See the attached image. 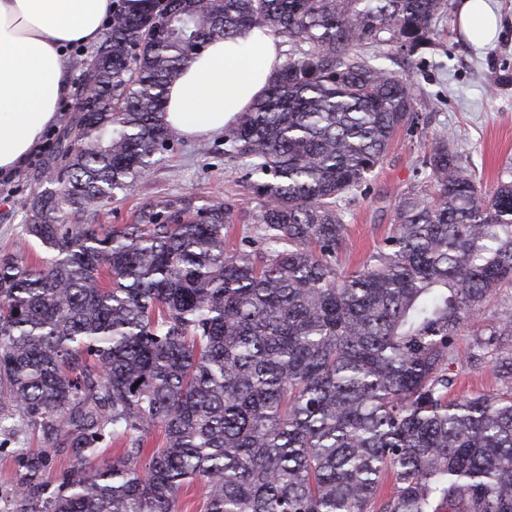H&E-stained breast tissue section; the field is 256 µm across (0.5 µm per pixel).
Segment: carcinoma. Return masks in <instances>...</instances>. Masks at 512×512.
Segmentation results:
<instances>
[{
	"instance_id": "obj_1",
	"label": "carcinoma",
	"mask_w": 512,
	"mask_h": 512,
	"mask_svg": "<svg viewBox=\"0 0 512 512\" xmlns=\"http://www.w3.org/2000/svg\"><path fill=\"white\" fill-rule=\"evenodd\" d=\"M447 6L118 0L83 70L98 111L62 130L20 201L48 257H0V406L78 462L49 488V454L17 449L19 498L37 504L19 512H177L194 480L202 512H512V386L452 396L455 337L512 288V166L483 190L448 130H426L410 78L367 53H416ZM253 27L290 43L224 130L255 234L230 245L235 201L192 194L112 231L70 221L174 140L167 90L193 48ZM401 130L430 140L424 180L342 272L347 206ZM492 345L512 383V314L470 360Z\"/></svg>"
}]
</instances>
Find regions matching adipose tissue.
<instances>
[{"instance_id":"1","label":"adipose tissue","mask_w":512,"mask_h":512,"mask_svg":"<svg viewBox=\"0 0 512 512\" xmlns=\"http://www.w3.org/2000/svg\"><path fill=\"white\" fill-rule=\"evenodd\" d=\"M116 0H0V177L21 169L61 118L72 47H95ZM497 16L488 0H458L457 31L490 41ZM283 63L278 39L252 28L213 40L169 86L165 121L179 136L223 134L266 91Z\"/></svg>"}]
</instances>
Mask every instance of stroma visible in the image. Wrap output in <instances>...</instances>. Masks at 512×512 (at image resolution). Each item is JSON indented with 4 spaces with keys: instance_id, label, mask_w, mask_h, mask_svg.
Here are the masks:
<instances>
[{
    "instance_id": "1",
    "label": "stroma",
    "mask_w": 512,
    "mask_h": 512,
    "mask_svg": "<svg viewBox=\"0 0 512 512\" xmlns=\"http://www.w3.org/2000/svg\"><path fill=\"white\" fill-rule=\"evenodd\" d=\"M448 4L432 47L412 56L392 55L386 65L410 77L417 93V112L432 126L447 128L462 164L490 190L502 168L512 164V0H490L500 19L499 32L495 40L481 46L459 37L457 0H448ZM73 107V102L65 103L59 127L47 132L21 172L10 179H0V255L20 252L32 263L45 255L40 244L25 233V213L19 202L35 187L34 175L53 152L60 127L74 124ZM428 149L427 140L421 136L399 132L383 163L351 201L346 216L349 249L343 260L345 270L358 268L381 246L390 232L399 197L415 180ZM245 179L246 170L241 163L225 157L223 137L200 141L179 136L169 150L156 155L150 174L130 193L118 194L106 206L87 211L83 220L118 229L131 222L135 211L162 196L190 192L204 203L230 195L242 212L231 233L232 239L237 240L252 234V217L259 210V201L246 190ZM474 331V326L465 327L455 341L458 367L453 394L457 397L498 393L507 388L490 365L498 355L496 349H487V365L475 369L468 364ZM18 448L34 452L45 449L33 428L17 432L10 425L0 426V512L17 510L14 451ZM48 452L51 464L41 479L52 484L60 472L75 466L76 461L60 448Z\"/></svg>"
}]
</instances>
